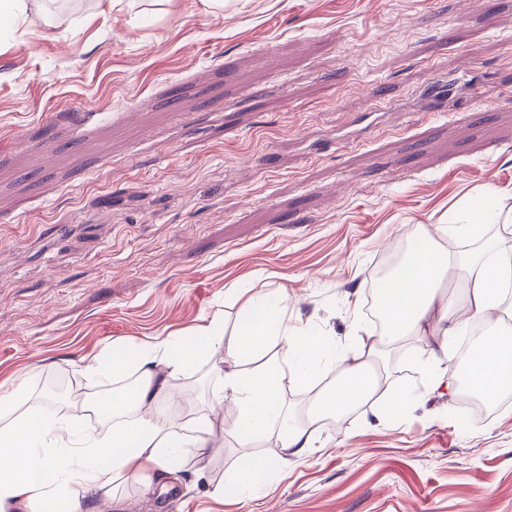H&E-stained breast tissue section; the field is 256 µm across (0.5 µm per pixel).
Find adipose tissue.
<instances>
[{
	"label": "adipose tissue",
	"instance_id": "adipose-tissue-1",
	"mask_svg": "<svg viewBox=\"0 0 512 512\" xmlns=\"http://www.w3.org/2000/svg\"><path fill=\"white\" fill-rule=\"evenodd\" d=\"M494 204L480 200L469 214L451 225V232L473 241L472 250L453 253L441 236L413 229L416 247L403 268L382 279L377 309L385 317L377 342L406 344L427 341L419 370L434 390L461 385L458 374L444 368L447 339L464 325L458 309L486 322L512 319V245L487 234L488 213ZM454 278L464 288L462 303L439 295L440 283ZM297 352L295 364L274 361L257 371L225 373L213 401L204 410L172 413L174 382L198 359H211L224 347V321L215 316L191 334L163 343L114 346L103 357L89 359L87 371L107 381L135 377L133 394L119 392L97 403H72L67 412L46 414L40 404L26 403L18 391H0V512L27 507L28 512H85L84 497L95 493L96 512H103L118 475L142 478L162 473L177 476L189 462L208 458L217 446L214 416L225 403L238 410L243 430L256 441L285 427L287 412L281 400L284 383H306L316 370V358L328 348L327 338L299 328L288 312L283 291L243 297L238 309L233 356L250 362L269 344ZM334 381L315 392L305 424L285 428L287 449L299 454L313 446V431L329 413H341L371 397L392 410L411 404L406 391L394 388L377 370L372 353L356 346L333 362ZM469 381L487 403H498L512 390V337L488 336L472 351ZM96 414L102 429L83 428Z\"/></svg>",
	"mask_w": 512,
	"mask_h": 512
}]
</instances>
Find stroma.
<instances>
[{"mask_svg":"<svg viewBox=\"0 0 512 512\" xmlns=\"http://www.w3.org/2000/svg\"><path fill=\"white\" fill-rule=\"evenodd\" d=\"M477 191L512 206V0L32 11L0 41V386L48 411L42 377L110 396L85 360L217 314L232 342L241 288L286 289L297 324L343 347L375 326L377 260ZM423 348L380 350L407 411L359 405L291 454L224 406L223 449L118 478L112 512H512V401L479 416L427 391ZM238 367L198 364L182 405ZM260 456L275 471L238 497Z\"/></svg>","mask_w":512,"mask_h":512,"instance_id":"1","label":"stroma"}]
</instances>
